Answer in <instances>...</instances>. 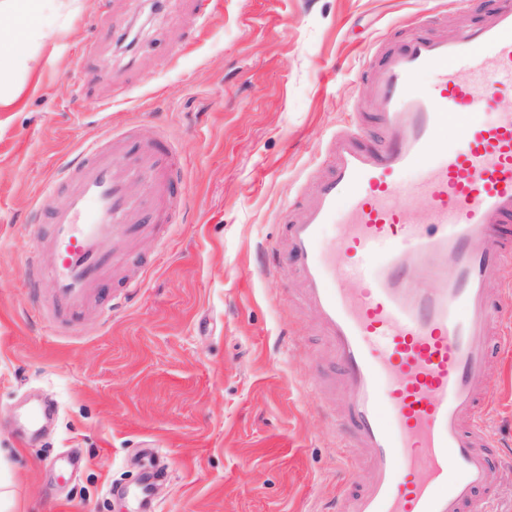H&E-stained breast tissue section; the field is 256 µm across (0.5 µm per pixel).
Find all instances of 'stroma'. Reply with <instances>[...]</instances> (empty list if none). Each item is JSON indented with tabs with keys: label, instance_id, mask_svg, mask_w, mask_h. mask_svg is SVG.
I'll return each instance as SVG.
<instances>
[{
	"label": "stroma",
	"instance_id": "obj_1",
	"mask_svg": "<svg viewBox=\"0 0 512 512\" xmlns=\"http://www.w3.org/2000/svg\"><path fill=\"white\" fill-rule=\"evenodd\" d=\"M198 32L191 0H75L41 16L52 41L0 112V480L11 512H140L131 493L164 466L154 512H329L348 462L322 397L338 366L292 272L257 273L276 214L305 202L325 141L351 103L372 134L375 41L405 21L430 32L477 22L454 0H218ZM120 128L130 148L173 141L187 202L175 225L113 244V281L142 286L107 324H60L22 261L46 177L80 144ZM153 265L144 274L139 260ZM483 418L508 463L488 478L512 512V353L494 358ZM59 414L20 446L17 411Z\"/></svg>",
	"mask_w": 512,
	"mask_h": 512
}]
</instances>
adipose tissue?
Masks as SVG:
<instances>
[{"label": "adipose tissue", "mask_w": 512, "mask_h": 512, "mask_svg": "<svg viewBox=\"0 0 512 512\" xmlns=\"http://www.w3.org/2000/svg\"><path fill=\"white\" fill-rule=\"evenodd\" d=\"M57 0H0V18H10V27L0 29V107L13 105L17 98L16 77L28 59L21 53L30 45L44 46L52 31L40 23L41 12L54 7Z\"/></svg>", "instance_id": "adipose-tissue-1"}]
</instances>
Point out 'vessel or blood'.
<instances>
[{"instance_id": "obj_1", "label": "vessel or blood", "mask_w": 512, "mask_h": 512, "mask_svg": "<svg viewBox=\"0 0 512 512\" xmlns=\"http://www.w3.org/2000/svg\"><path fill=\"white\" fill-rule=\"evenodd\" d=\"M459 4L482 21L444 34L420 21L378 46L375 140L358 125L332 135L313 196L282 210V236L266 247L265 273L293 268L331 346L341 438L373 465L369 483L348 478L336 512H494L478 393L492 327L512 318V301L490 295L512 258V110L498 100L512 91V4ZM112 138L82 144L35 202L50 232L24 260L27 283L63 317L103 300L112 238L148 207L186 203L166 141L119 168ZM145 179L151 200L130 197L127 183ZM413 193L429 203L416 218L394 203Z\"/></svg>"}]
</instances>
